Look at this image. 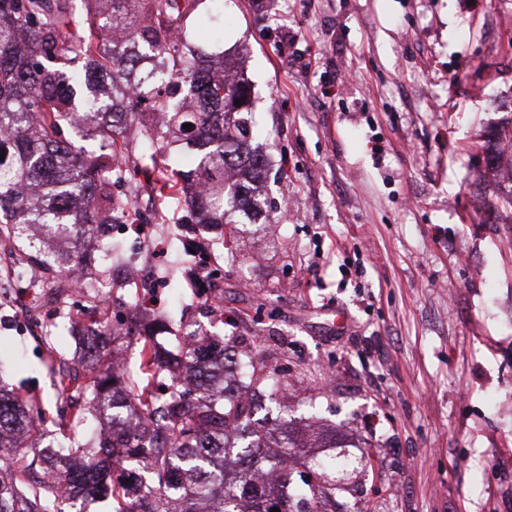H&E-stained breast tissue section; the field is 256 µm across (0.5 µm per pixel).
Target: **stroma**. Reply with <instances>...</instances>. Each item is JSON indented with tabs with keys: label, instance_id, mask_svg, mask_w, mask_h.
I'll return each instance as SVG.
<instances>
[{
	"label": "stroma",
	"instance_id": "35a3bbf8",
	"mask_svg": "<svg viewBox=\"0 0 512 512\" xmlns=\"http://www.w3.org/2000/svg\"><path fill=\"white\" fill-rule=\"evenodd\" d=\"M253 89V146L269 152L271 204L234 238L187 221L143 176L129 141L112 185L139 222L93 248L111 280L100 304L43 305L33 336L14 296L27 241L0 243V376L53 425L37 442L88 439L55 424L57 369L108 366L74 328L107 321L138 370L145 341L177 352L196 325L288 368L298 422L319 419L366 469L336 476V501L368 512H512V208L484 138L512 119V0H208ZM144 264L148 279H119ZM224 306L213 316L190 279ZM112 347V348H113Z\"/></svg>",
	"mask_w": 512,
	"mask_h": 512
}]
</instances>
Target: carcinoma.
I'll list each match as a JSON object with an SVG mask.
<instances>
[{
    "label": "carcinoma",
    "mask_w": 512,
    "mask_h": 512,
    "mask_svg": "<svg viewBox=\"0 0 512 512\" xmlns=\"http://www.w3.org/2000/svg\"><path fill=\"white\" fill-rule=\"evenodd\" d=\"M204 2L86 0L79 21L72 0H0V238L35 226L56 243L72 242L129 215V200L112 194V178L122 173L121 125L146 146L181 142L195 150L194 168L158 173L159 195L184 194L202 224L256 221L270 160L249 149V84L233 61L206 57L177 37ZM90 67L107 71L110 87L82 79ZM69 130L95 147L73 151ZM504 138L512 141V119L489 131L487 168H496ZM229 349L224 344L223 357L204 368L193 349L183 350L184 373L160 398L130 373L97 376L88 387L92 411L115 424L133 410L139 423L98 450L75 449L78 468L51 456L29 459L18 441L4 439L32 432L39 417L0 388V452L22 461L0 470V512H66L64 485L109 473L131 438L148 478L112 486L115 512H329L336 484L296 483L293 470L336 471L340 461L298 441L277 368L249 356L241 361V398L214 387L231 364ZM263 395L279 408L271 427L254 418ZM37 464L49 471L42 481L28 476Z\"/></svg>",
    "instance_id": "1"
}]
</instances>
